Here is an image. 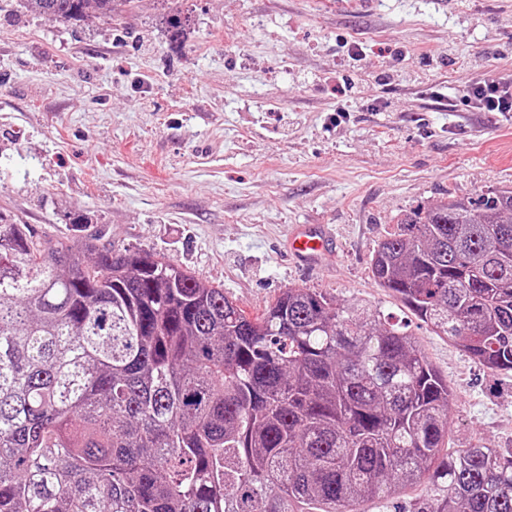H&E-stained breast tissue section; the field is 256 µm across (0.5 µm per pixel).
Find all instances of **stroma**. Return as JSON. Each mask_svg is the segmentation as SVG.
Masks as SVG:
<instances>
[{"label":"stroma","instance_id":"stroma-1","mask_svg":"<svg viewBox=\"0 0 512 512\" xmlns=\"http://www.w3.org/2000/svg\"><path fill=\"white\" fill-rule=\"evenodd\" d=\"M158 0L75 24L0 0V211L49 243L79 216L261 313L288 287L404 325L451 391L448 449L512 448V376L488 372L374 280L403 215L512 188V112L465 104L512 76V0ZM292 224H330L321 265Z\"/></svg>","mask_w":512,"mask_h":512}]
</instances>
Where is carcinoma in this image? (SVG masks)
<instances>
[{
    "label": "carcinoma",
    "mask_w": 512,
    "mask_h": 512,
    "mask_svg": "<svg viewBox=\"0 0 512 512\" xmlns=\"http://www.w3.org/2000/svg\"><path fill=\"white\" fill-rule=\"evenodd\" d=\"M112 22L135 0H26ZM379 285L512 374V189L397 221ZM448 382L405 327L287 288L246 314L167 261L0 212V512H512V448L444 455ZM437 490L427 483L418 482L407 485L404 492L389 500H368L361 506L364 512H414L418 504L433 495Z\"/></svg>",
    "instance_id": "cac0c4a2"
}]
</instances>
